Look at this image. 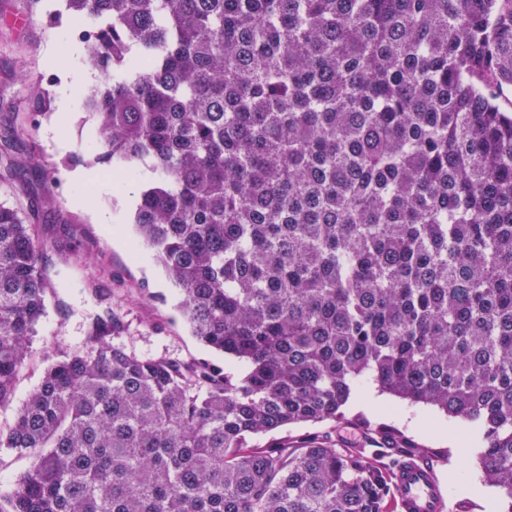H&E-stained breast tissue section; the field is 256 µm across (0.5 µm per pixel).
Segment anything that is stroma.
<instances>
[{"mask_svg":"<svg viewBox=\"0 0 512 512\" xmlns=\"http://www.w3.org/2000/svg\"><path fill=\"white\" fill-rule=\"evenodd\" d=\"M25 11L22 0H0V159L20 163L15 173L0 175V202L39 225L49 243L45 257L53 288L47 314L18 369L12 403L0 408L2 428L11 423L14 407L37 388L48 361L57 351L80 346L86 325L106 306L120 323L113 340L129 353L233 367L192 335L153 250L137 241L132 211L142 186L160 180V173L142 172L127 188H116V175L90 163L96 138L83 104L64 118L54 110L36 116L31 83L40 74H61V67L48 64L45 55L52 43L62 41L64 29L42 15L28 27L15 25L14 16ZM59 140L64 149L56 148ZM76 171L107 184L92 191L90 206L73 200L70 175ZM98 211L111 214V223H99ZM373 390L369 382L358 384L341 421L293 425L254 441L265 448L284 438L316 435L333 448L351 450L369 447L378 429L394 430L424 448L436 464L449 512H498L499 491L485 484L478 464L482 438L477 425L392 396L381 408L358 404V397Z\"/></svg>","mask_w":512,"mask_h":512,"instance_id":"1","label":"stroma"}]
</instances>
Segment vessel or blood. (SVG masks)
Returning a JSON list of instances; mask_svg holds the SVG:
<instances>
[{
    "label": "vessel or blood",
    "mask_w": 512,
    "mask_h": 512,
    "mask_svg": "<svg viewBox=\"0 0 512 512\" xmlns=\"http://www.w3.org/2000/svg\"><path fill=\"white\" fill-rule=\"evenodd\" d=\"M391 482L400 512H447L448 495L431 465L407 461L394 470Z\"/></svg>",
    "instance_id": "1"
}]
</instances>
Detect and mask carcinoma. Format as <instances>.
<instances>
[{
  "mask_svg": "<svg viewBox=\"0 0 512 512\" xmlns=\"http://www.w3.org/2000/svg\"><path fill=\"white\" fill-rule=\"evenodd\" d=\"M102 75L93 162L150 160L133 224L205 347L139 357L107 310L0 427V512H388L420 455L251 437L344 418L361 380L477 422L512 512V0H66ZM53 81L32 95L44 114ZM0 203V408L51 289ZM26 457H19L15 453L0 449V480L11 481L27 467Z\"/></svg>",
  "mask_w": 512,
  "mask_h": 512,
  "instance_id": "1",
  "label": "carcinoma"
}]
</instances>
